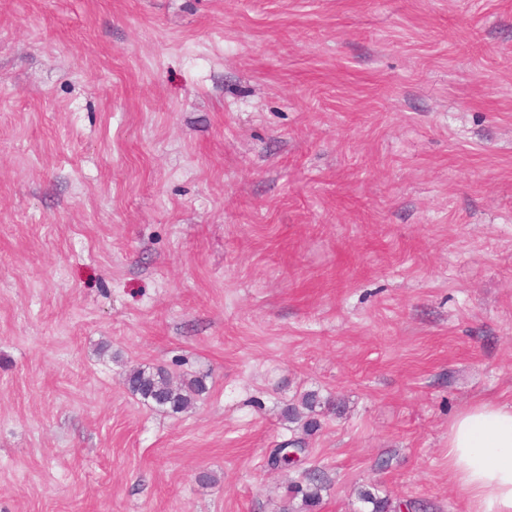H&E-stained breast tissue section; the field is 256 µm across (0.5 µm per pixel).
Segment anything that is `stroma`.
Instances as JSON below:
<instances>
[{
  "label": "stroma",
  "mask_w": 512,
  "mask_h": 512,
  "mask_svg": "<svg viewBox=\"0 0 512 512\" xmlns=\"http://www.w3.org/2000/svg\"><path fill=\"white\" fill-rule=\"evenodd\" d=\"M478 400L512 405V0H0V512H466ZM299 437L310 509L267 463ZM124 383L132 395L172 413H182L194 407L206 390L200 378L174 377L161 368L150 367L134 368ZM317 408H321V400L318 394L311 392L303 396L300 406H288V416L292 420H303V428L312 433L320 427V415ZM304 480L305 486L295 485L292 492L302 495L305 507H314L319 503L324 489L323 477L318 472H314L310 475L306 474Z\"/></svg>",
  "instance_id": "stroma-1"
}]
</instances>
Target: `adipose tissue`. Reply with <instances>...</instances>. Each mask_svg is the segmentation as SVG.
<instances>
[{
	"label": "adipose tissue",
	"instance_id": "1",
	"mask_svg": "<svg viewBox=\"0 0 512 512\" xmlns=\"http://www.w3.org/2000/svg\"><path fill=\"white\" fill-rule=\"evenodd\" d=\"M448 477L468 512H512V406L481 401L448 429Z\"/></svg>",
	"mask_w": 512,
	"mask_h": 512
}]
</instances>
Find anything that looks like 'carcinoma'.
<instances>
[{"label": "carcinoma", "instance_id": "obj_1", "mask_svg": "<svg viewBox=\"0 0 512 512\" xmlns=\"http://www.w3.org/2000/svg\"><path fill=\"white\" fill-rule=\"evenodd\" d=\"M125 385L131 394L158 408L173 413H182L194 407L198 398L205 392L202 379L185 376L175 377L161 368L136 367L126 377ZM321 407L318 394L311 392L303 396L300 405L288 406V416L303 421L306 432L312 433L320 427ZM305 484L296 485L293 492L302 495L305 506H316L324 489L323 477L315 472L304 477Z\"/></svg>", "mask_w": 512, "mask_h": 512}]
</instances>
